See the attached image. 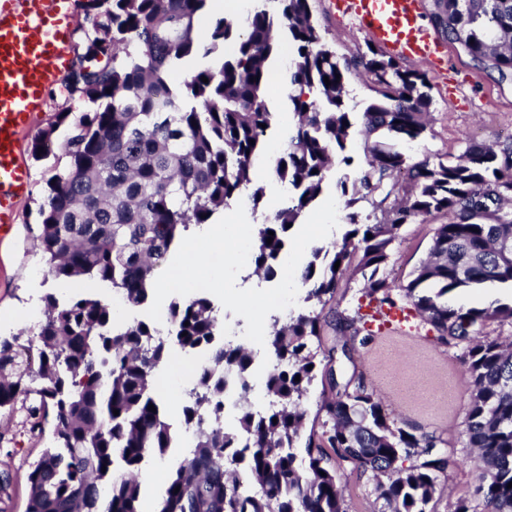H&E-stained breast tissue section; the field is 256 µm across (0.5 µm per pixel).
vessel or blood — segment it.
<instances>
[{"label":"vessel or blood","mask_w":512,"mask_h":512,"mask_svg":"<svg viewBox=\"0 0 512 512\" xmlns=\"http://www.w3.org/2000/svg\"><path fill=\"white\" fill-rule=\"evenodd\" d=\"M336 9L388 53L442 65L422 23V0H335ZM70 0H0V234L16 224L31 186L23 145L69 66Z\"/></svg>","instance_id":"b4317fda"}]
</instances>
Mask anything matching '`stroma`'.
<instances>
[{"instance_id": "1", "label": "stroma", "mask_w": 512, "mask_h": 512, "mask_svg": "<svg viewBox=\"0 0 512 512\" xmlns=\"http://www.w3.org/2000/svg\"><path fill=\"white\" fill-rule=\"evenodd\" d=\"M310 6L320 31L337 56L366 51L370 44L368 36L335 12L330 0H310ZM443 50L448 60L444 73L427 74L432 105L424 137L403 146L413 162L426 157L454 162L463 154L468 141L496 144L512 137V81L499 82L497 74L478 68L457 45L444 44ZM288 94L289 85L281 76L266 90L274 124L254 168L255 180L264 188V199L258 209L245 211L254 227L270 220L286 195L271 166L283 155L288 142L292 119ZM49 97L50 107L38 119L35 129H54L52 150L40 160L25 155L33 175L32 190L11 233L0 236V319L32 298L41 300L49 293L65 298L85 293L80 284L64 288L58 280L47 276L44 262L33 249L37 210L46 183L55 167L67 162L61 145L68 128L57 125L56 117L61 112L76 117L86 109L83 102L66 98L57 86L50 89ZM363 145L362 126L354 124L347 141V151L354 163L333 168L323 190L324 195L334 197L338 215V225L328 235V242L341 241L350 209L361 210L374 222L382 218L381 212L372 210L366 201L349 204L347 196L336 187L340 180L354 183L363 164ZM446 221L445 215L436 214L415 218L401 227L387 267L396 285H406L414 268L428 258L435 230ZM331 308L345 315L360 316L364 341L356 345L352 359H337L332 371H319L306 400L309 413L317 414L323 401L331 397L330 380L343 384L351 375L361 376L395 418L397 426L413 427L439 439L449 465L438 481L433 500L435 512H448L450 502L472 497L481 462L476 450L466 445L472 387L459 349L441 343L435 329L411 305H404L401 310L403 322L390 324L379 319L377 304L365 296L363 278L352 268L344 273ZM199 364L198 356L173 344L166 363L154 375L153 393L165 419L173 426H180L183 420L186 394L181 386L195 380ZM25 415L20 406L0 409V470L11 474L6 491H0V512H26L28 474L49 444L48 436L31 434L24 427Z\"/></svg>"}]
</instances>
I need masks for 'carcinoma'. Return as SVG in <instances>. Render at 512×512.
I'll return each instance as SVG.
<instances>
[{"label":"carcinoma","instance_id":"1","mask_svg":"<svg viewBox=\"0 0 512 512\" xmlns=\"http://www.w3.org/2000/svg\"><path fill=\"white\" fill-rule=\"evenodd\" d=\"M208 2L82 5L79 72L67 73L63 83L88 109L70 124L69 163L51 176L37 211L35 247L48 274L97 280L138 307L148 299L155 261L190 225L211 223L243 198L259 206L263 189L253 185L252 167L271 127L265 90L279 31L292 47L293 125L273 172L288 195L258 228L255 273L275 277L287 224L314 205L333 165L353 163L345 154L353 122L344 93L347 73L358 66L374 76L380 97L361 115L367 166L353 188L384 219L369 224L351 212L340 245L312 249L299 275L309 310L286 321L273 318L268 337L276 364L266 387L277 405L260 414L240 404L233 430L224 427V390L248 391L251 354L215 342L218 318L209 298L171 303L178 345L188 353L204 349L206 359L183 409L184 424L195 429L192 449L169 475L157 512H346L338 475L345 465L351 475L372 478L381 512H434L438 477L448 469L438 438L397 426L361 378L350 377L321 406L332 425L324 422L321 433L301 440L308 417L303 400L319 367L336 353L352 360L357 319L336 315L343 342L327 351L321 323L356 256L365 293L379 307L392 310L405 300L439 341L463 349L473 386L467 446L479 450L485 471L473 498L448 504V512H512V346L484 334L491 320L512 323V304L448 302L454 290L512 288V209H504L512 200V145L495 150L471 143L458 162L411 163L398 143L419 141L426 131V74L372 47L339 59L309 0H277L276 16L257 8L241 23L219 18L203 41L195 23ZM432 13L448 41L490 63L499 80L512 78V0H432ZM214 54L222 55L220 67L184 69L189 58ZM68 118L57 114L56 126L32 142V155L50 152L56 128ZM402 171L409 185L401 202H392L393 178ZM435 213L447 214L448 223L437 227L430 259L407 285L393 286L381 270L398 230ZM491 213L495 223L481 222ZM36 338V365L28 359L32 337L20 332L0 342V408L26 405L31 432L51 425V445L28 476L27 512H143L132 471L149 452L165 455L174 441L151 392L154 372L168 356L167 340L155 325L120 320L95 298L53 294L45 297Z\"/></svg>","mask_w":512,"mask_h":512}]
</instances>
